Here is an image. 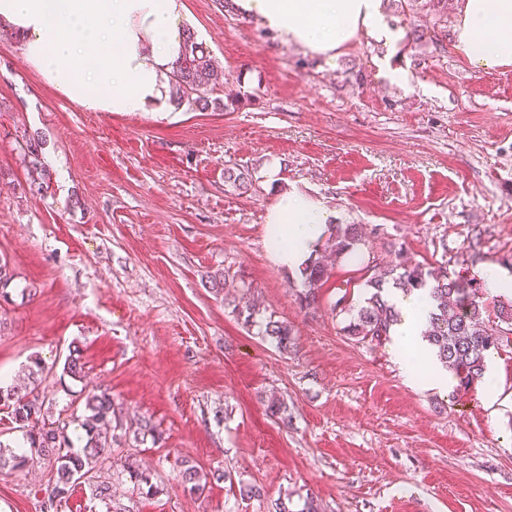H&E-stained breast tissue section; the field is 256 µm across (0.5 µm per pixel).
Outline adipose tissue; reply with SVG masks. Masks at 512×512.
Here are the masks:
<instances>
[{"instance_id": "adipose-tissue-1", "label": "adipose tissue", "mask_w": 512, "mask_h": 512, "mask_svg": "<svg viewBox=\"0 0 512 512\" xmlns=\"http://www.w3.org/2000/svg\"><path fill=\"white\" fill-rule=\"evenodd\" d=\"M232 6L327 65L358 36L390 47L405 36L387 21L383 0H232ZM0 28L19 40L25 63L44 82L85 110L159 113L171 106L170 75L193 23L184 0H0ZM452 38L477 67H512V0H461ZM92 56L108 59V66L89 67ZM332 217L322 200L280 193L265 215L270 260L298 273ZM392 301L401 314L393 336L405 376L417 382L426 369L430 385L447 386L421 336L428 293H397Z\"/></svg>"}]
</instances>
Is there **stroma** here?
Listing matches in <instances>:
<instances>
[{
    "label": "stroma",
    "instance_id": "35a3bbf8",
    "mask_svg": "<svg viewBox=\"0 0 512 512\" xmlns=\"http://www.w3.org/2000/svg\"><path fill=\"white\" fill-rule=\"evenodd\" d=\"M218 70L222 111L91 112L0 38V257L15 271L0 301V382L27 380L68 421L80 393L112 395L125 454L161 491L132 496L119 455L100 475L134 512H512V346L491 351L468 391L405 381L393 342H356L343 295L363 282L334 263L318 309L273 265L265 214L277 191L322 199L362 225L364 252L390 247L470 279L488 263L512 274V67L474 68L400 43L402 77L363 36L323 64L228 0H184ZM360 69L362 85L344 80ZM37 134L52 172L28 191L19 141ZM251 172L236 186L225 168ZM226 279L210 288L212 276ZM261 315L287 322L279 353L233 311L243 286ZM78 346L82 379L63 376ZM288 406L282 427L264 405ZM225 472L185 492L176 460ZM247 484L262 500L241 499ZM45 461L0 471V512H44Z\"/></svg>",
    "mask_w": 512,
    "mask_h": 512
}]
</instances>
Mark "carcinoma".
<instances>
[{
  "mask_svg": "<svg viewBox=\"0 0 512 512\" xmlns=\"http://www.w3.org/2000/svg\"><path fill=\"white\" fill-rule=\"evenodd\" d=\"M401 10L415 15L416 23L408 32L407 41L414 45H432L434 50L445 49L448 36V14L446 0H395ZM215 61L210 52L188 36L184 51L172 74V88L177 105L188 109L218 110L226 107L224 101L212 96L209 81L214 72ZM23 156L35 177L29 190L40 193L48 189L51 173L42 161L45 142L41 138L22 136ZM323 251L335 258L358 254L363 234L358 224H330ZM386 264L391 267V278L377 273L378 265L365 266L370 275L364 279L365 297L346 326L347 334L358 342L380 343L390 338L392 327L399 321V313L388 298L390 292L409 295L426 290L432 300V309L426 319L423 338L433 350L442 367L452 373L457 381L456 390L467 391L486 373V355L512 342V298L498 301L494 309L495 322L488 324L486 306L480 301V284L448 274V268L440 265L426 268L407 257L403 250L390 252ZM301 288L297 297L301 307H314L320 299L321 290L331 278V270L318 253H313L300 271ZM237 316L247 326L259 325L258 334L275 345L277 350L288 354L294 350L295 338L288 323L267 317L256 321V311L251 305L234 306ZM84 365L80 350L73 348L63 365V374L82 378ZM44 367L33 360L28 366L32 387L20 390L16 387L0 386V402L12 408L11 423L24 432L23 447L18 453L0 440V469L21 471L36 459L51 463V495L49 507L58 509L68 500L73 487L96 466L104 450L121 444V436L107 437L102 434L112 424V395L105 389L89 392L84 396L85 435L80 437L83 446L76 447L67 434L66 423L50 420L44 401L36 387L41 382ZM267 412L283 425H288V407L279 398L272 396L267 401ZM181 483L187 492L202 494L209 483V474L204 473L188 460L178 463ZM126 471L132 483V492L138 496H154L160 492L152 475L134 462L126 463ZM91 499L98 500L112 512L111 486L108 481L89 482Z\"/></svg>",
  "mask_w": 512,
  "mask_h": 512,
  "instance_id": "obj_1",
  "label": "carcinoma"
}]
</instances>
